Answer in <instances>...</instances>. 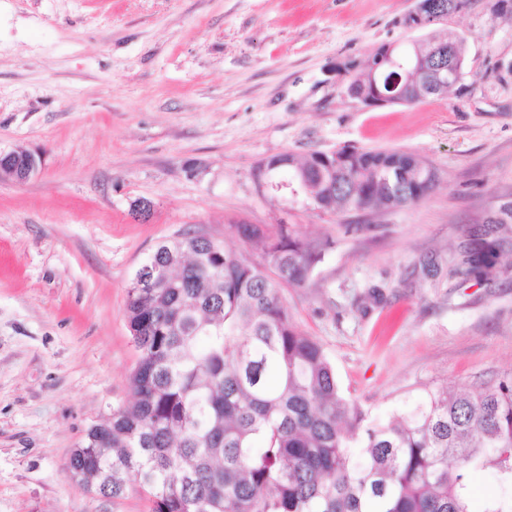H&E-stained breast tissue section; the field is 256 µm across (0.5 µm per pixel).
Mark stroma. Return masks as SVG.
Wrapping results in <instances>:
<instances>
[{
	"mask_svg": "<svg viewBox=\"0 0 512 512\" xmlns=\"http://www.w3.org/2000/svg\"><path fill=\"white\" fill-rule=\"evenodd\" d=\"M494 2L434 27L466 40L462 91L367 108L350 77L416 39L413 0H0V151L42 156L25 183L0 177V512H149L137 487L102 498L66 463L130 401L128 291L184 232L250 261L243 224L330 240L313 283L281 294L370 418L512 372V233L485 229L512 203V21ZM345 145L415 153L438 182L335 214L264 168ZM477 229L498 244L481 277H423Z\"/></svg>",
	"mask_w": 512,
	"mask_h": 512,
	"instance_id": "35a3bbf8",
	"label": "stroma"
}]
</instances>
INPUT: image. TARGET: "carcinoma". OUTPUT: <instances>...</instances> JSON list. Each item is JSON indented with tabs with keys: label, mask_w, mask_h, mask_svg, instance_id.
<instances>
[{
	"label": "carcinoma",
	"mask_w": 512,
	"mask_h": 512,
	"mask_svg": "<svg viewBox=\"0 0 512 512\" xmlns=\"http://www.w3.org/2000/svg\"><path fill=\"white\" fill-rule=\"evenodd\" d=\"M466 52L452 32L409 49L437 67H464ZM402 85L404 105L454 89L405 74ZM270 163L321 211L403 207L436 182L425 180L429 164L398 150L342 147ZM243 234L256 263L200 232L153 251L166 280L129 290L133 401L88 430L69 478L106 499L134 482L151 512H512V374L370 419L343 397L323 345L281 297L284 285H309L331 243L270 239L248 225ZM481 262L465 254L447 275L462 284ZM484 471L501 492L474 511L470 480Z\"/></svg>",
	"instance_id": "obj_1"
}]
</instances>
